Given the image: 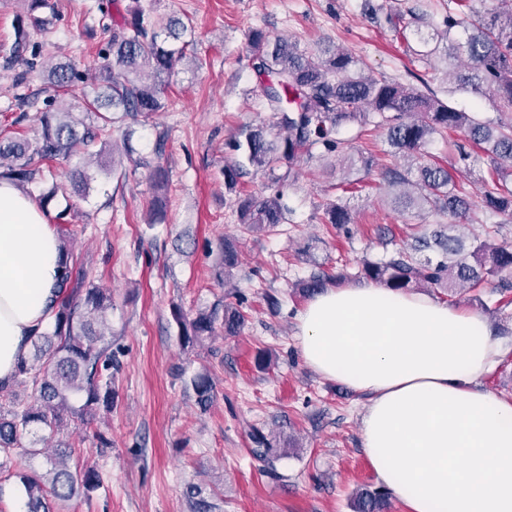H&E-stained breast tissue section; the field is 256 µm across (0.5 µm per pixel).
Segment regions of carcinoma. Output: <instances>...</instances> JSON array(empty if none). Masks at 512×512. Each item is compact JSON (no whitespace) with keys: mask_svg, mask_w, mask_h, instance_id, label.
I'll list each match as a JSON object with an SVG mask.
<instances>
[{"mask_svg":"<svg viewBox=\"0 0 512 512\" xmlns=\"http://www.w3.org/2000/svg\"><path fill=\"white\" fill-rule=\"evenodd\" d=\"M469 0H455L456 8L438 26L414 8L400 9L385 3L372 7L389 28L404 32L416 27L417 61L432 70L453 72V88L491 98L494 118L483 119L454 108L430 87L421 90L384 75H370L352 54L321 47L302 49L284 39H270L254 29L249 35L250 55L259 81L251 88L254 102L273 113L274 122L247 126L230 143L245 161L224 166V183L236 189L245 165L273 172L282 163L288 167L303 158L343 155L349 165L373 167V156L339 137L347 125L358 127L356 139L373 128L386 130L391 155L401 163L383 168L381 202L396 210L448 214L454 222L448 231L414 233L412 242L390 257L365 261L356 277L382 283L393 291L414 288L440 289L449 295L489 283L498 276L497 287L512 288L501 277L512 273V246L494 242L498 227L485 229V237L471 236L463 229L472 223L467 192L454 182L448 169L425 160V148L435 137L448 138L461 132L486 155L491 183L482 193L480 206L493 214L512 218V11L490 8L479 14ZM128 16L111 31L104 49V63L95 76L92 92L86 91L77 65L58 61L41 67L52 94L44 101L41 131L35 140L14 137L0 140V179L31 182L50 171L60 157L84 154L97 144L105 145L115 125L137 121L142 114L163 109L162 89L175 75L192 37V25L174 17L154 21L132 0ZM81 96L88 111L79 114L64 96ZM239 224L250 233H260L288 223L280 192L272 196L238 195ZM323 222L343 226L354 223L349 203L326 204ZM64 276L58 285L59 300L47 328L34 334L28 358L21 361L15 380L31 386L33 402L20 405L13 386L0 385V471L15 456L46 458L41 476L21 477V492L27 512H60L51 499L65 500L81 491L102 485L93 468L72 471L65 452L37 448L28 441L39 427L48 431L46 441L67 420L76 426L91 424L101 410H112V377L120 363L112 344L105 340L106 313L112 308L109 289L88 280L87 272L71 264L66 242L72 225H56ZM328 276L314 273L300 288L314 295L325 288ZM245 322L241 305H224V333H237ZM215 317L200 312L189 323L187 343L214 332ZM200 407L213 398L209 378L194 380ZM251 440L256 460L268 464L277 457L274 442L254 430ZM355 512H387L388 495L363 488L354 499Z\"/></svg>","mask_w":512,"mask_h":512,"instance_id":"obj_1","label":"carcinoma"}]
</instances>
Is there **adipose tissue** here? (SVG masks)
<instances>
[{
	"label": "adipose tissue",
	"mask_w": 512,
	"mask_h": 512,
	"mask_svg": "<svg viewBox=\"0 0 512 512\" xmlns=\"http://www.w3.org/2000/svg\"><path fill=\"white\" fill-rule=\"evenodd\" d=\"M64 268L54 227L0 182V383L47 326ZM306 366L366 397L361 439L407 512H512V402L480 387L504 348L480 315L372 285L330 288L298 316Z\"/></svg>",
	"instance_id": "ef3b65f1"
}]
</instances>
